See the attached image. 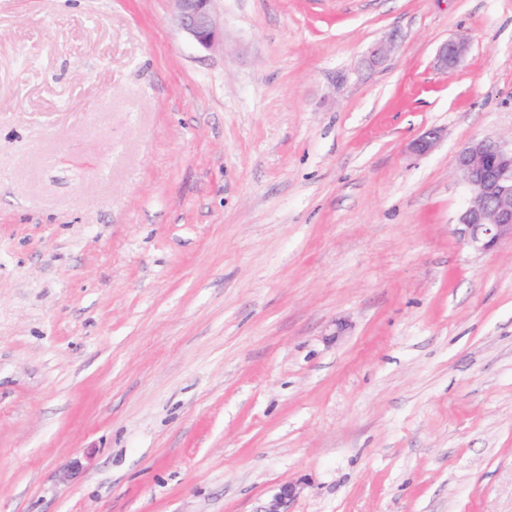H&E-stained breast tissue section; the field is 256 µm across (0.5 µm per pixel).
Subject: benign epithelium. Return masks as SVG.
Returning <instances> with one entry per match:
<instances>
[{
	"instance_id": "1",
	"label": "benign epithelium",
	"mask_w": 512,
	"mask_h": 512,
	"mask_svg": "<svg viewBox=\"0 0 512 512\" xmlns=\"http://www.w3.org/2000/svg\"><path fill=\"white\" fill-rule=\"evenodd\" d=\"M172 2L178 26L201 47H212L218 31L211 0ZM468 51L464 39H449L438 47L434 66L443 73H451ZM440 138L441 130L429 128L413 141L410 149L426 154ZM455 166L469 192L455 217V233L465 244L483 252L495 249L504 240L512 241V147L492 137L473 140L456 152ZM295 493L296 485L282 486L264 512H283V506Z\"/></svg>"
}]
</instances>
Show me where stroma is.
<instances>
[{
	"label": "stroma",
	"mask_w": 512,
	"mask_h": 512,
	"mask_svg": "<svg viewBox=\"0 0 512 512\" xmlns=\"http://www.w3.org/2000/svg\"><path fill=\"white\" fill-rule=\"evenodd\" d=\"M214 11L0 0V512H512V0ZM212 0H172L175 20L201 47L210 48L217 41V25L211 10ZM469 51L468 43L463 38H453L442 43L434 58V66L443 73H452ZM469 196L455 217V233L467 245L488 252L512 241V143L486 137L464 144L455 155Z\"/></svg>",
	"instance_id": "obj_1"
}]
</instances>
